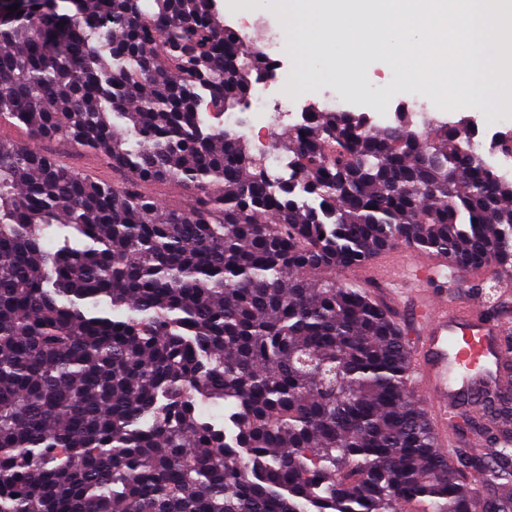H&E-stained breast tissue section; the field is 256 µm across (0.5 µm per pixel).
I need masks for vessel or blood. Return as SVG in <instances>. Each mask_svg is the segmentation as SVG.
I'll list each match as a JSON object with an SVG mask.
<instances>
[{
    "instance_id": "vessel-or-blood-1",
    "label": "vessel or blood",
    "mask_w": 512,
    "mask_h": 512,
    "mask_svg": "<svg viewBox=\"0 0 512 512\" xmlns=\"http://www.w3.org/2000/svg\"><path fill=\"white\" fill-rule=\"evenodd\" d=\"M446 261L396 252L373 257L361 278L411 295L405 338L418 362L409 383L427 405L440 445L448 443L449 414L459 401L502 383L506 358L501 323L483 320L471 304L448 298Z\"/></svg>"
}]
</instances>
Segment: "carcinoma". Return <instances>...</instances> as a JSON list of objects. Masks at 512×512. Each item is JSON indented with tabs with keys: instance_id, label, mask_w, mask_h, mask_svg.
<instances>
[{
	"instance_id": "carcinoma-1",
	"label": "carcinoma",
	"mask_w": 512,
	"mask_h": 512,
	"mask_svg": "<svg viewBox=\"0 0 512 512\" xmlns=\"http://www.w3.org/2000/svg\"><path fill=\"white\" fill-rule=\"evenodd\" d=\"M272 67L216 0H0V125L120 175L0 138V512H512V390L452 413L493 452L439 451L404 333L336 281L399 245L511 277L512 180L320 110L272 180L220 119ZM0 136L16 142L27 143L42 153L75 166L98 180L112 182V169L101 164L96 155L78 149L62 140H40L32 142L25 130L19 127L2 125Z\"/></svg>"
}]
</instances>
